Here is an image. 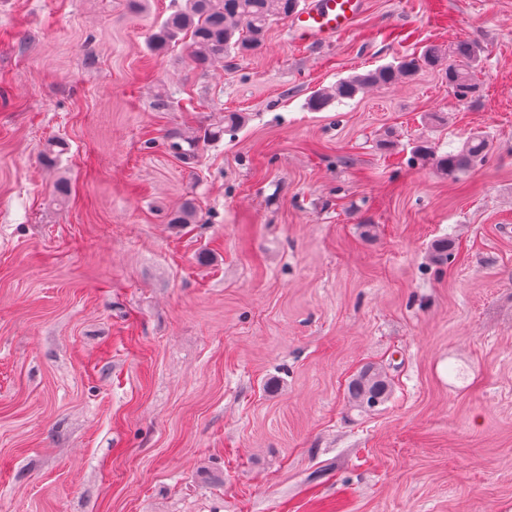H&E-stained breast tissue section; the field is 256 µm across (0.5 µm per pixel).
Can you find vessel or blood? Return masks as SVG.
I'll list each match as a JSON object with an SVG mask.
<instances>
[{
  "label": "vessel or blood",
  "mask_w": 512,
  "mask_h": 512,
  "mask_svg": "<svg viewBox=\"0 0 512 512\" xmlns=\"http://www.w3.org/2000/svg\"><path fill=\"white\" fill-rule=\"evenodd\" d=\"M361 0H313L292 22L297 39L329 38L351 30Z\"/></svg>",
  "instance_id": "obj_1"
}]
</instances>
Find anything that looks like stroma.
<instances>
[{
  "mask_svg": "<svg viewBox=\"0 0 512 512\" xmlns=\"http://www.w3.org/2000/svg\"><path fill=\"white\" fill-rule=\"evenodd\" d=\"M181 2L0 0V512H512V0L278 20L203 73L146 46ZM459 38L476 101L424 70L307 105ZM473 132L460 182L412 153ZM368 364L393 392L362 413ZM392 393V381L382 367L368 365L348 385L349 403L361 412L373 411Z\"/></svg>",
  "mask_w": 512,
  "mask_h": 512,
  "instance_id": "35a3bbf8",
  "label": "stroma"
}]
</instances>
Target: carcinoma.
<instances>
[{
    "label": "carcinoma",
    "mask_w": 512,
    "mask_h": 512,
    "mask_svg": "<svg viewBox=\"0 0 512 512\" xmlns=\"http://www.w3.org/2000/svg\"><path fill=\"white\" fill-rule=\"evenodd\" d=\"M300 0H185L165 19L156 24L147 39L151 52L161 54L183 39H188L186 52L193 67L201 71L234 53L253 54L265 45L266 33L275 20H285L296 14ZM480 49L467 40L453 42L448 51L430 45L420 53L401 57L398 61L380 66L365 74L340 79L327 91H318L308 101L312 110H321L331 102L342 103L354 99L369 85H390L404 78L410 79L423 69L442 68L448 86L457 98L480 97V83L475 79ZM198 139L194 136L173 135L169 147L177 158L187 161L195 158ZM66 150L59 140H51L41 151L42 164L55 170ZM489 150L488 138L473 133L462 145L440 153L427 141L413 147V154L422 160H431L436 170L452 180L458 179L476 164L484 161ZM196 209L186 201L170 218L172 224H190ZM454 239H441L434 252L442 263L455 255ZM392 393V381L385 370L368 365L348 385V399L362 412L372 411L384 404Z\"/></svg>",
    "instance_id": "carcinoma-1"
}]
</instances>
